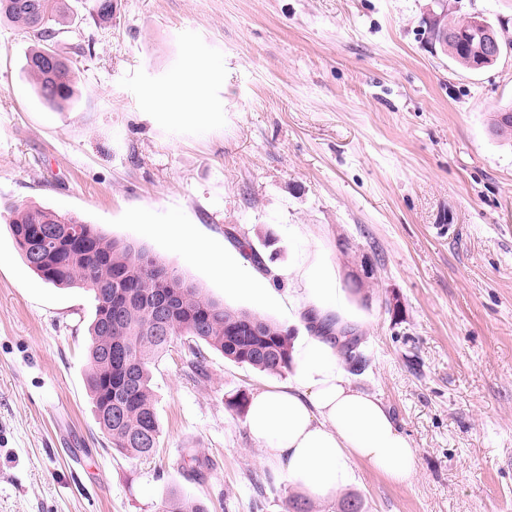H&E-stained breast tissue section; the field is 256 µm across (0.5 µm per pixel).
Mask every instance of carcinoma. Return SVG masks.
I'll list each match as a JSON object with an SVG mask.
<instances>
[{
    "label": "carcinoma",
    "instance_id": "cac0c4a2",
    "mask_svg": "<svg viewBox=\"0 0 512 512\" xmlns=\"http://www.w3.org/2000/svg\"><path fill=\"white\" fill-rule=\"evenodd\" d=\"M90 14L100 24L112 22V0H85ZM71 10L66 0H0V18L19 27L42 43L26 58V69L39 98L49 107L61 109L73 99L69 59L52 48L61 33L59 26ZM458 33L448 37L444 51L459 65L472 68L470 46L482 40V30L465 22ZM493 132L512 136V108L497 111ZM11 234L28 267L43 281L62 288L79 286L91 293L94 313L89 324L87 388L95 420L103 435L120 452L149 456L159 447L162 426L150 385L151 366L170 344L181 336L190 338L187 350L195 371L205 372L203 343L230 361L246 364L270 374H282L290 366L292 333L256 314L224 306L206 297L190 284L182 304L167 330L154 333L148 324L147 308L124 303L115 287L117 276L142 295L153 291L156 270L177 278L184 275L165 260L107 237L80 218L49 208L7 207ZM66 224L79 228L82 244L60 238L41 259L30 257V239L38 228ZM112 312V326L104 324ZM112 350V361L103 353ZM162 512H207L206 506L179 491L162 500Z\"/></svg>",
    "mask_w": 512,
    "mask_h": 512
}]
</instances>
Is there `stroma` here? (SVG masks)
<instances>
[{"label":"stroma","instance_id":"stroma-1","mask_svg":"<svg viewBox=\"0 0 512 512\" xmlns=\"http://www.w3.org/2000/svg\"><path fill=\"white\" fill-rule=\"evenodd\" d=\"M512 39V0H112L58 37L74 97L37 96L34 40L0 20V206L46 207L144 247L203 294L279 324L232 293L162 225L246 242L286 270L288 227L328 251L357 320L362 389L409 437L406 487L358 466L313 512H512V142L489 132L512 104V48L480 71L430 48L434 4ZM210 65L206 129L148 119V94ZM159 225L150 234L146 225ZM93 308L45 284L0 221V512H158L173 490L208 512H282L297 495L228 405L281 382L175 340L152 368L155 454L113 449L87 388ZM195 449L200 471L184 463Z\"/></svg>","mask_w":512,"mask_h":512}]
</instances>
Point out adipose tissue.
<instances>
[{"label": "adipose tissue", "mask_w": 512, "mask_h": 512, "mask_svg": "<svg viewBox=\"0 0 512 512\" xmlns=\"http://www.w3.org/2000/svg\"><path fill=\"white\" fill-rule=\"evenodd\" d=\"M196 78L173 81L156 96L170 121L200 128L215 114L205 92L208 65L194 59ZM177 247L206 259L224 276L225 288L253 301L282 305L291 322L305 330L293 341L287 382L253 393L245 416L250 437L266 449L273 473L304 495L327 500L355 479L364 464L396 485L416 474L415 450L383 402L351 381L336 339L351 319L346 291L340 288L328 253L301 243V257L285 272L288 290L279 294L266 277L243 266L235 251L199 242L181 224L170 225Z\"/></svg>", "instance_id": "ef3b65f1"}]
</instances>
